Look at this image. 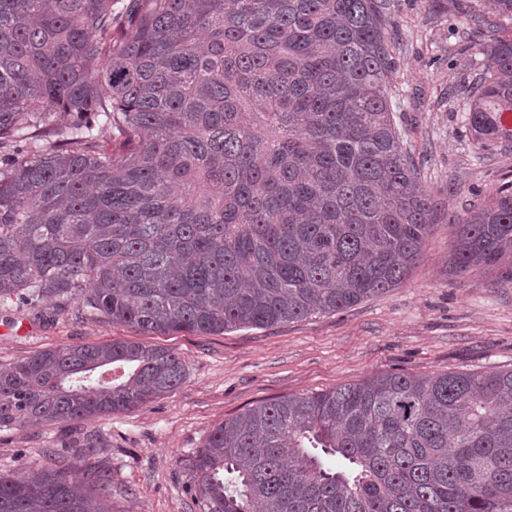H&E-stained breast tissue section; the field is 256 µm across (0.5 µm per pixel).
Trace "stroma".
<instances>
[{"instance_id":"obj_1","label":"stroma","mask_w":512,"mask_h":512,"mask_svg":"<svg viewBox=\"0 0 512 512\" xmlns=\"http://www.w3.org/2000/svg\"><path fill=\"white\" fill-rule=\"evenodd\" d=\"M476 0H388L397 44L391 98L423 186L448 215L486 205L512 181V140L486 149L466 124L465 82L498 28L473 21ZM455 225L433 226L424 257L390 291L327 314L221 334H146L77 303L41 311L0 305V366L63 345L115 340L171 348L185 363L172 393L131 412L80 423L0 430V470L89 462L112 475V512H201L179 461L219 423L257 404L332 389L378 373L436 375L512 369V258L462 271Z\"/></svg>"}]
</instances>
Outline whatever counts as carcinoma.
I'll list each match as a JSON object with an SVG mask.
<instances>
[{
  "instance_id": "cac0c4a2",
  "label": "carcinoma",
  "mask_w": 512,
  "mask_h": 512,
  "mask_svg": "<svg viewBox=\"0 0 512 512\" xmlns=\"http://www.w3.org/2000/svg\"><path fill=\"white\" fill-rule=\"evenodd\" d=\"M478 4L512 30V0ZM385 6L0 0V302L215 334L400 285L439 215L391 110ZM486 56L465 88L481 149L512 137V37ZM453 223L459 269L511 256L512 184ZM184 375L155 345L41 351L0 370V428L133 411ZM181 468L203 512H512V369L261 403ZM111 496L91 465L0 471V512Z\"/></svg>"
}]
</instances>
